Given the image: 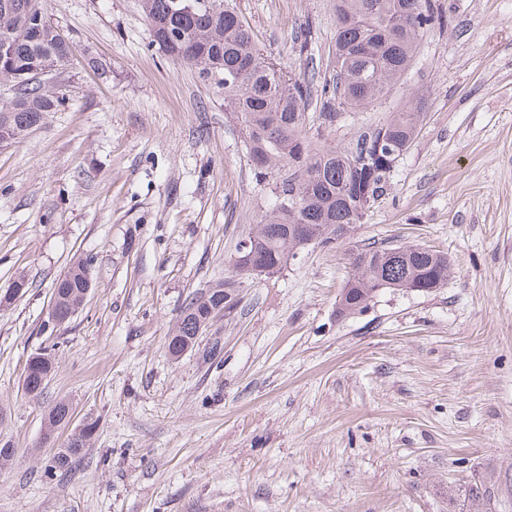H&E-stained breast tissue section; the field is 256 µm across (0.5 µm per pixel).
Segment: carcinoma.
Segmentation results:
<instances>
[{"mask_svg": "<svg viewBox=\"0 0 512 512\" xmlns=\"http://www.w3.org/2000/svg\"><path fill=\"white\" fill-rule=\"evenodd\" d=\"M204 2L195 13L176 11L174 0H141V9L160 48L224 88V106L240 124L255 178L270 186L274 207L252 229L248 254L255 274L242 279L229 263L224 282L182 311L168 339L171 355L180 352L173 347L175 339L182 346L191 342L198 329L210 325L215 311L229 316L237 309L228 296L288 267L300 250L297 225H309L325 247L340 240L339 231L363 223V201L387 190L392 162L411 147L422 113L393 112L361 128L344 145L327 141L322 128L387 96L412 66L420 38L443 21L434 0H335L336 74L319 83L264 55L231 0ZM11 34L14 51L10 63H0V84L14 82L19 73L35 76L48 58L59 69L73 53L72 44L50 23L43 0H0V37ZM312 100L319 104L315 118L305 112ZM61 101L41 82L24 86L0 108V140L24 137L32 121L45 119ZM399 248V254L391 253L392 245L349 249L351 273L339 296V316L363 313L385 288L410 289L422 281L441 287L448 281L447 255L419 244ZM86 265L78 262L68 270L69 279L56 282L63 317L81 293ZM53 370L54 358L46 353L31 392H39V376ZM96 429L97 421L84 423L58 449L51 468L68 470ZM493 498L492 479L472 484L466 512H492Z\"/></svg>", "mask_w": 512, "mask_h": 512, "instance_id": "1", "label": "carcinoma"}]
</instances>
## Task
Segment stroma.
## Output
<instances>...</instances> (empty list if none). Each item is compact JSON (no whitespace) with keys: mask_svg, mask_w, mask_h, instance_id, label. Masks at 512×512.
I'll list each match as a JSON object with an SVG mask.
<instances>
[{"mask_svg":"<svg viewBox=\"0 0 512 512\" xmlns=\"http://www.w3.org/2000/svg\"><path fill=\"white\" fill-rule=\"evenodd\" d=\"M437 2L447 24L390 94L325 131L340 144L423 112L387 193L174 359L182 310L223 280L267 190L223 89L153 44L140 0H44L74 55L53 74L62 105L0 144V443L16 450L0 512H459L488 476L512 512V0ZM235 6L265 54L332 74L333 0ZM369 242L430 246L453 274L337 317L347 251ZM85 258L86 303L54 324V283ZM44 350L55 368L33 396L22 368ZM59 400L98 427L51 475L71 433L47 430Z\"/></svg>","mask_w":512,"mask_h":512,"instance_id":"stroma-1","label":"stroma"}]
</instances>
